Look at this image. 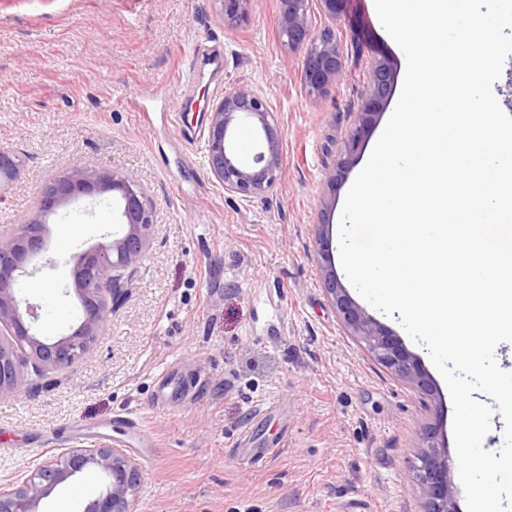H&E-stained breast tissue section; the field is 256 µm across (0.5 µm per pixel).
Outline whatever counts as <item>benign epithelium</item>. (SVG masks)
<instances>
[{
	"mask_svg": "<svg viewBox=\"0 0 512 512\" xmlns=\"http://www.w3.org/2000/svg\"><path fill=\"white\" fill-rule=\"evenodd\" d=\"M224 21H249L252 0H218ZM312 0H281L280 36L290 48L307 46L303 65L305 91L313 97L325 95L343 71V53L335 33L325 29L313 33ZM370 80L358 122L347 133L337 170L329 175L336 188L345 171L356 161L375 117L390 98L395 72L384 58L369 65ZM209 167L224 191L245 200L263 197L276 187L282 166V135L267 99L250 84H238L224 92L212 105L209 115ZM250 124L257 147L252 158L244 160L235 147V131ZM21 172L20 156L0 147V192L5 191ZM117 194L126 227L120 238L100 243L85 252L74 271V287L81 301L84 319L70 334L47 343L32 332L31 321L38 319L36 307L21 313L15 290L18 272L41 249L45 218L63 203L79 195ZM154 213L147 187L130 175L102 171L87 162H78L68 171L49 178L21 231L0 233V395L16 389L19 368L31 364L43 374L70 368L105 334L108 293L119 273L140 264L151 241ZM323 260L325 290L346 331L366 346L374 360L386 370L418 388L432 392L427 373L419 359L402 340L376 322L350 299L331 263V244L318 243ZM415 478L424 500V512H454L453 492L448 478V460L435 443V431L425 436ZM93 467L105 476V485L91 499L84 512H135L139 470L121 449L106 443L76 446L39 463L20 483L0 485V512H39L42 499L58 485Z\"/></svg>",
	"mask_w": 512,
	"mask_h": 512,
	"instance_id": "benign-epithelium-1",
	"label": "benign epithelium"
}]
</instances>
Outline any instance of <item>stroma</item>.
<instances>
[{
	"label": "stroma",
	"instance_id": "obj_1",
	"mask_svg": "<svg viewBox=\"0 0 512 512\" xmlns=\"http://www.w3.org/2000/svg\"><path fill=\"white\" fill-rule=\"evenodd\" d=\"M311 10L344 55L322 98L304 91L305 47L281 40L280 0H252L242 26L225 24L218 0H0V146L23 166L0 198V231L23 224L42 178L79 161L136 177L157 224L90 352L68 372L21 367L0 396V484L102 441L139 465L136 512H423L412 473L433 424L467 512L443 377L412 341L433 395L377 364L343 329L317 253L321 230L338 239L347 192L398 102L330 189L369 63L387 59L401 76L405 55L372 0H345L335 19ZM240 83L263 92L282 131L278 184L250 200L225 193L207 162V105ZM112 210L107 192L47 216L45 250L17 293L39 306L41 340L80 323L75 262L122 234ZM68 224L85 231L66 246ZM255 448L268 458L249 463ZM104 482L84 470L39 512H83Z\"/></svg>",
	"mask_w": 512,
	"mask_h": 512
}]
</instances>
